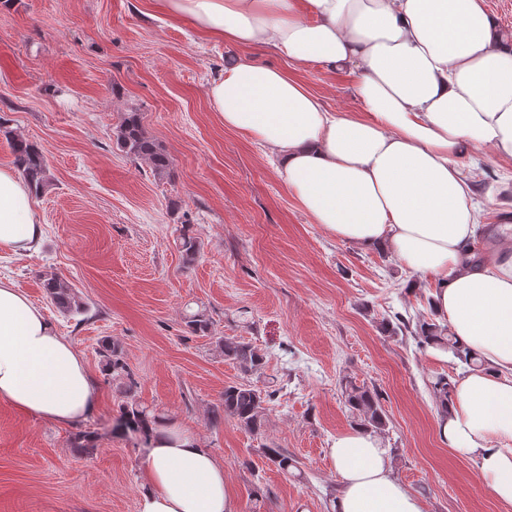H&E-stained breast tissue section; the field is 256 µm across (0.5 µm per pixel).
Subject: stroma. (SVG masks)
Wrapping results in <instances>:
<instances>
[{
  "label": "stroma",
  "instance_id": "1",
  "mask_svg": "<svg viewBox=\"0 0 512 512\" xmlns=\"http://www.w3.org/2000/svg\"><path fill=\"white\" fill-rule=\"evenodd\" d=\"M233 53L152 0H0V117L49 167L33 198L44 239L23 257L0 248V277L72 342L100 391L97 415L74 426L0 400V512H140L143 448L112 431L127 389L216 456L240 512H329L340 479L327 448L353 427L346 377L381 393V439L426 512H512L436 436L427 379L459 367L383 327L397 312L429 316L428 280L386 249L312 223L265 153L225 129L207 87ZM298 76L329 111H358L353 74L314 65ZM127 112L170 157L171 178L117 148ZM462 164L477 176L487 224L512 225V165L488 146ZM185 221L202 242L190 264L175 245ZM50 274L69 282L85 314L54 306L42 288ZM190 308L209 315L210 335L187 333ZM224 335L265 352L263 373L225 361L215 348ZM107 341L128 377L106 374ZM247 379L279 388L259 436L211 413L225 385ZM82 434L90 448L79 447ZM266 445L288 450L296 475L265 465Z\"/></svg>",
  "mask_w": 512,
  "mask_h": 512
}]
</instances>
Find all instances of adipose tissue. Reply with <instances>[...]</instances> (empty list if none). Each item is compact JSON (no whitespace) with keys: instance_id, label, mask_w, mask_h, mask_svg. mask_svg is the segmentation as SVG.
Segmentation results:
<instances>
[{"instance_id":"adipose-tissue-1","label":"adipose tissue","mask_w":512,"mask_h":512,"mask_svg":"<svg viewBox=\"0 0 512 512\" xmlns=\"http://www.w3.org/2000/svg\"><path fill=\"white\" fill-rule=\"evenodd\" d=\"M203 34L239 48L208 83L226 128L268 148L279 179L337 240L389 249L431 278L429 305L481 369L455 381L439 440L476 464L512 504V225L476 259L482 228L467 150L512 161V41L484 0H157ZM263 47L297 66L354 72L361 109L328 111L286 69L247 57ZM45 230L31 190L0 167V246L26 256ZM0 400L59 424L92 417L100 392L84 359L43 311L0 278ZM340 477L334 512H425L381 439L359 429L328 449ZM140 512H239L224 466L190 433L157 420Z\"/></svg>"}]
</instances>
